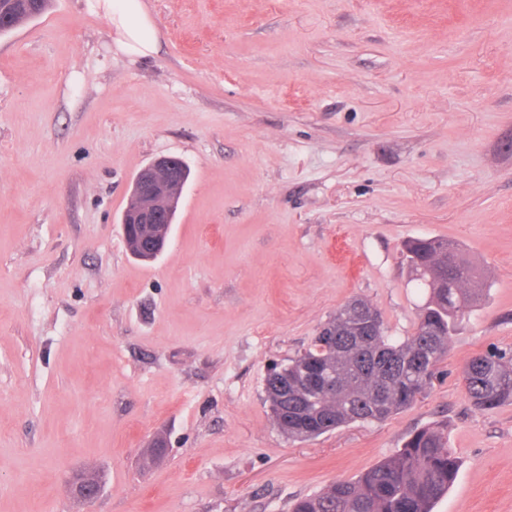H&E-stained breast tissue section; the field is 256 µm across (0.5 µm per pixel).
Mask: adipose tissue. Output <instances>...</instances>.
I'll return each mask as SVG.
<instances>
[{
  "label": "adipose tissue",
  "mask_w": 512,
  "mask_h": 512,
  "mask_svg": "<svg viewBox=\"0 0 512 512\" xmlns=\"http://www.w3.org/2000/svg\"><path fill=\"white\" fill-rule=\"evenodd\" d=\"M92 9L112 20L118 48L131 56L147 58L157 51L152 23L139 0H89Z\"/></svg>",
  "instance_id": "adipose-tissue-1"
}]
</instances>
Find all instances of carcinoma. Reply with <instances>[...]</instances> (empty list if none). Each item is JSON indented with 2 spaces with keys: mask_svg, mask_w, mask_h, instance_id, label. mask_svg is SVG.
<instances>
[{
  "mask_svg": "<svg viewBox=\"0 0 512 512\" xmlns=\"http://www.w3.org/2000/svg\"><path fill=\"white\" fill-rule=\"evenodd\" d=\"M0 0L6 34L43 14L51 0ZM414 280L429 297L412 336L386 334L381 314L369 302L352 299L301 355L265 379L266 402L280 431L308 440L352 422H382L411 406L446 356L461 305L479 299L480 274L446 239H413L404 245ZM319 366L333 378L326 392L306 388V371ZM473 405L493 409L512 402V354L473 357L463 373ZM459 468L445 431L413 432L396 453L351 480H337L321 492L299 498L293 512H432L454 483Z\"/></svg>",
  "mask_w": 512,
  "mask_h": 512,
  "instance_id": "cac0c4a2",
  "label": "carcinoma"
}]
</instances>
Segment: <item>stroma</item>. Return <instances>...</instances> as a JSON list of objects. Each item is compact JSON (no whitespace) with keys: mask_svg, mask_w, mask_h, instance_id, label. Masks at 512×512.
Masks as SVG:
<instances>
[{"mask_svg":"<svg viewBox=\"0 0 512 512\" xmlns=\"http://www.w3.org/2000/svg\"><path fill=\"white\" fill-rule=\"evenodd\" d=\"M140 2L146 59L88 0L0 36V512H291L438 425L460 468L434 512H512V403L462 379L512 350V0ZM160 156L190 178L144 263L120 218ZM411 238L457 242L484 286L431 385L288 439L268 367L354 298L413 335ZM80 469L104 476L89 509Z\"/></svg>","mask_w":512,"mask_h":512,"instance_id":"35a3bbf8","label":"stroma"}]
</instances>
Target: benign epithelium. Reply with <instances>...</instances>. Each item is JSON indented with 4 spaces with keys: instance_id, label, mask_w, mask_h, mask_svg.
<instances>
[{
    "instance_id": "benign-epithelium-1",
    "label": "benign epithelium",
    "mask_w": 512,
    "mask_h": 512,
    "mask_svg": "<svg viewBox=\"0 0 512 512\" xmlns=\"http://www.w3.org/2000/svg\"><path fill=\"white\" fill-rule=\"evenodd\" d=\"M180 166L175 158L159 157L134 179L122 216V231L127 249L139 260H154L168 242L169 217L177 210L184 189L177 175ZM103 484L101 474L86 470L75 471L66 480L70 494L87 504L94 502Z\"/></svg>"
}]
</instances>
